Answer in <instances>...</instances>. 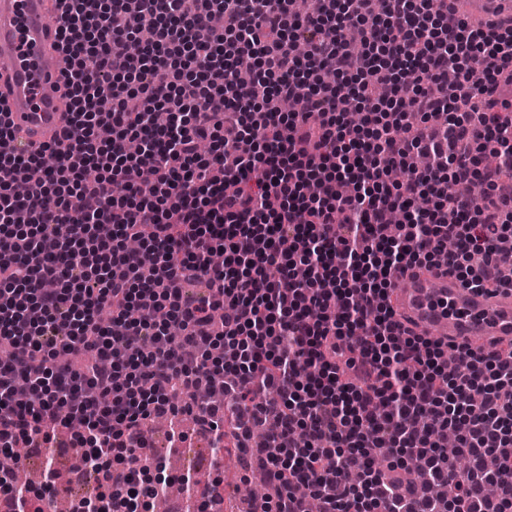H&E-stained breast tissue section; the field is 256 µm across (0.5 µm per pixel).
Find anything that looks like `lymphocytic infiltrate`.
Segmentation results:
<instances>
[{"label":"lymphocytic infiltrate","mask_w":512,"mask_h":512,"mask_svg":"<svg viewBox=\"0 0 512 512\" xmlns=\"http://www.w3.org/2000/svg\"><path fill=\"white\" fill-rule=\"evenodd\" d=\"M373 2L59 0L62 140L15 153L0 109V451L80 418L102 483L71 512H152L142 487L172 481L222 512L218 486L143 453V421L187 396L215 447L252 448L260 512H360L361 488L382 512H442L404 490L409 457L438 482L467 460L453 512H512V344L457 350L451 374L388 305L395 271L440 262L512 287V24ZM203 278L208 299L184 294ZM205 385L238 403L232 432Z\"/></svg>","instance_id":"obj_1"}]
</instances>
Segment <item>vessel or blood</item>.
Listing matches in <instances>:
<instances>
[{
	"label": "vessel or blood",
	"mask_w": 512,
	"mask_h": 512,
	"mask_svg": "<svg viewBox=\"0 0 512 512\" xmlns=\"http://www.w3.org/2000/svg\"><path fill=\"white\" fill-rule=\"evenodd\" d=\"M455 8L473 23L512 18V0H457ZM58 15V0H0V99L20 151L54 141L67 110ZM390 306L404 327L456 348L487 352L512 340V290L465 287L444 266L396 272Z\"/></svg>",
	"instance_id": "obj_1"
}]
</instances>
